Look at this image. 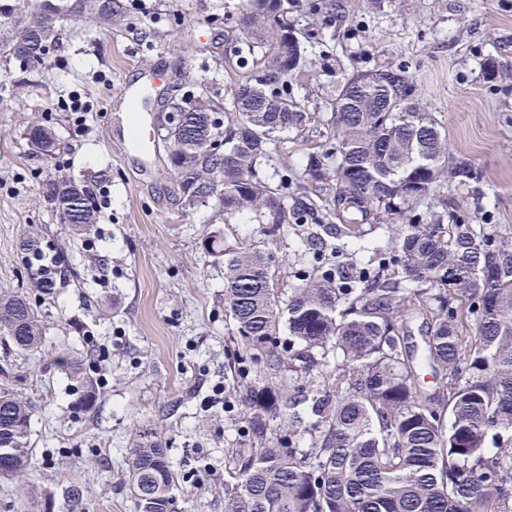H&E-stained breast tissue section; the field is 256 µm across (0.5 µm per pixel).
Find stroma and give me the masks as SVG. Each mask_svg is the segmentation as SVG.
<instances>
[{
    "label": "stroma",
    "mask_w": 512,
    "mask_h": 512,
    "mask_svg": "<svg viewBox=\"0 0 512 512\" xmlns=\"http://www.w3.org/2000/svg\"><path fill=\"white\" fill-rule=\"evenodd\" d=\"M124 20L100 27L80 14L60 23L61 47L30 85L0 66V296L23 295L37 309L42 350L9 348L0 338V389L31 404L30 466L0 480V512H136L126 457L136 430L167 443L182 475L181 512H224V461L246 438L244 405L231 380L237 346L224 307V266L203 239L225 231L232 244L262 240L249 214L224 224L213 210L181 208L167 165L160 100L215 80L222 97L243 76L225 60L241 33L224 0H128ZM297 0L301 27L318 29L310 49L313 78L296 87L302 107L320 120L289 134L279 155L295 177L289 194L323 198L333 182L312 185L300 174L313 145L330 136L325 107L355 70L404 67L412 98L448 138V162L469 164L476 177L436 188L433 206L449 221L512 237V0H336V20L322 26ZM500 69L485 75V63ZM143 80L147 148H127L120 89ZM53 125L66 148L55 159L30 154L28 121ZM97 180L99 219L77 237L43 199L49 180ZM392 225L367 224L353 237L343 225L322 232L334 267H374L391 248ZM36 238L41 255L25 250ZM281 288L295 286L312 256L297 226L281 229L275 252ZM55 260L53 294L38 285L40 259ZM81 358L98 384L90 411L56 357ZM80 490L77 502L63 494Z\"/></svg>",
    "instance_id": "stroma-1"
}]
</instances>
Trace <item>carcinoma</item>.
<instances>
[{
    "label": "carcinoma",
    "instance_id": "obj_1",
    "mask_svg": "<svg viewBox=\"0 0 512 512\" xmlns=\"http://www.w3.org/2000/svg\"><path fill=\"white\" fill-rule=\"evenodd\" d=\"M25 14L18 0H0V58L17 64L14 84L28 82L57 45L58 22L71 0H52ZM295 0H241L239 62L246 76L230 101L200 85L167 105V161L186 211L214 209L224 223L249 212L278 231L303 228L318 265L288 294L279 292L274 253L260 242L232 245L214 237L204 248L224 260V304L234 323L238 361L257 365L233 385L245 403L240 423L249 446L229 454L224 512H512V241L472 224L413 215L428 205L439 178L473 179L460 163L442 161L447 142L438 123L410 101L401 67L345 76L331 111L328 145L307 154L311 183L336 177L330 199L288 196L294 173L265 176L276 144L316 122L296 98L304 74L307 35L290 9ZM117 0H83L81 13L99 25L123 17ZM297 59L294 71L288 60ZM400 99L403 111L386 109ZM224 115L219 120L218 115ZM29 149L54 158L61 150L47 124L28 122ZM224 138V153L211 152ZM224 175V196L211 195ZM46 204L81 235L97 223L94 185L60 177L45 184ZM388 218L400 223L392 252L377 267L342 281L325 267L311 224L350 226ZM422 319L421 341L408 323ZM288 348L280 349L281 328ZM0 334L20 350L42 347L31 302L0 296ZM83 385L79 405L95 393L78 364L60 359ZM430 369L440 387L420 381ZM28 403L0 392V477L30 464ZM314 431L301 443L297 429ZM127 473L137 512H177L180 475L168 448L144 429L133 439Z\"/></svg>",
    "mask_w": 512,
    "mask_h": 512
}]
</instances>
